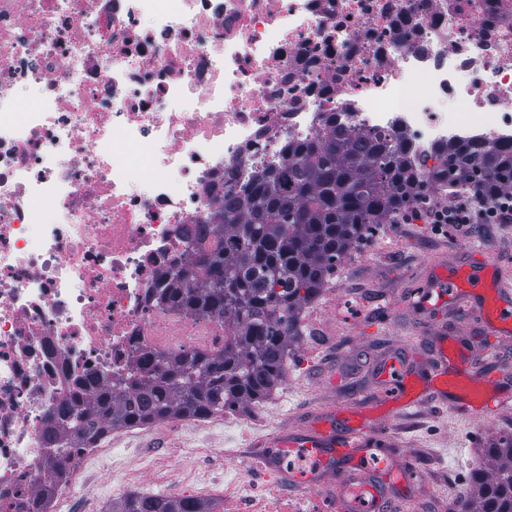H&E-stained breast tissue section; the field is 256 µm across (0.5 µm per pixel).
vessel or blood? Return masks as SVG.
Instances as JSON below:
<instances>
[{
	"mask_svg": "<svg viewBox=\"0 0 512 512\" xmlns=\"http://www.w3.org/2000/svg\"><path fill=\"white\" fill-rule=\"evenodd\" d=\"M416 295L424 310L466 303L480 314L491 335H512V270L500 260L487 257L476 264H431L430 276ZM433 343L437 360L429 372L432 389L446 395L450 407L478 418L512 405V397L501 393L491 373L469 358L460 342L437 331ZM269 445L270 453L261 457L262 467L277 469V456L292 451L309 454L323 473H341L340 490L352 491L359 498L370 495V512L384 509L374 478L389 474L396 483L415 484L412 471L386 453L377 434L350 412L340 418L335 411H325L303 428L275 435Z\"/></svg>",
	"mask_w": 512,
	"mask_h": 512,
	"instance_id": "obj_1",
	"label": "vessel or blood"
}]
</instances>
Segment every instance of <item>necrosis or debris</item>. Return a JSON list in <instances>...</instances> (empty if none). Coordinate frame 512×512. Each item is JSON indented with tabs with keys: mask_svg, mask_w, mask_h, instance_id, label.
Returning a JSON list of instances; mask_svg holds the SVG:
<instances>
[{
	"mask_svg": "<svg viewBox=\"0 0 512 512\" xmlns=\"http://www.w3.org/2000/svg\"><path fill=\"white\" fill-rule=\"evenodd\" d=\"M332 121L398 129L429 168L451 141L512 142V0H0V512L40 495L65 398L146 352L231 343L224 321L160 304L159 279L194 258L225 191ZM277 409L114 428L47 512L162 483L159 459L128 461L161 432L187 495L275 512L247 440Z\"/></svg>",
	"mask_w": 512,
	"mask_h": 512,
	"instance_id": "4bbe7bcc",
	"label": "necrosis or debris"
}]
</instances>
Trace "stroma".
I'll use <instances>...</instances> for the list:
<instances>
[{
	"instance_id": "stroma-1",
	"label": "stroma",
	"mask_w": 512,
	"mask_h": 512,
	"mask_svg": "<svg viewBox=\"0 0 512 512\" xmlns=\"http://www.w3.org/2000/svg\"><path fill=\"white\" fill-rule=\"evenodd\" d=\"M485 254L512 256V224H473L448 232L420 221L382 225L347 255L304 309V334L288 362L295 384L288 393L287 422L274 424V431L301 428L335 406L365 410L387 448L421 475L406 497L394 498L395 512H448L449 500L467 497L485 448L512 434V407L471 418L431 397L404 412L381 406L379 368L391 358L409 365L414 375L407 388L419 390V376L434 360L429 329L438 324L459 335L504 391L512 390V339L494 340L473 311L443 307L431 315L415 305L413 287L429 264ZM336 308L343 319L335 336L315 341L318 321Z\"/></svg>"
}]
</instances>
